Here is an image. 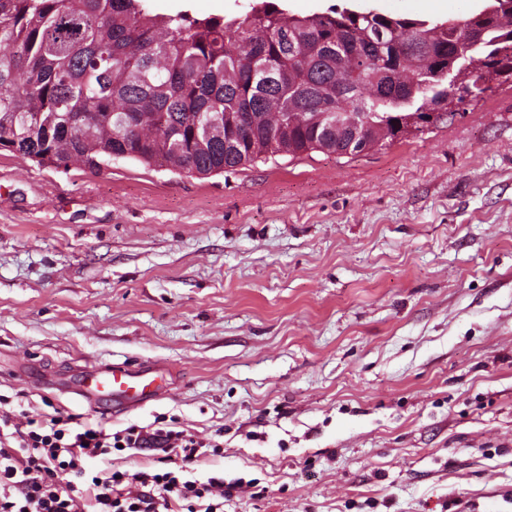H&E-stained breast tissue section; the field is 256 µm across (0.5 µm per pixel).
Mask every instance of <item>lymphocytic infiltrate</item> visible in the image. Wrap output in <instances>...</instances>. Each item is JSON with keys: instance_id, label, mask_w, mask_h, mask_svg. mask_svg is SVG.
<instances>
[{"instance_id": "lymphocytic-infiltrate-1", "label": "lymphocytic infiltrate", "mask_w": 512, "mask_h": 512, "mask_svg": "<svg viewBox=\"0 0 512 512\" xmlns=\"http://www.w3.org/2000/svg\"><path fill=\"white\" fill-rule=\"evenodd\" d=\"M9 399L0 395V512H222L224 482L189 480L182 473L194 463L198 442L182 430H158L157 440L174 453V469L154 473L116 472L113 449L145 447L144 428L121 433L74 424L55 416L12 429ZM96 462L88 471V462ZM204 510H197V502Z\"/></svg>"}]
</instances>
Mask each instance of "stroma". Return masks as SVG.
Segmentation results:
<instances>
[{
  "instance_id": "stroma-1",
  "label": "stroma",
  "mask_w": 512,
  "mask_h": 512,
  "mask_svg": "<svg viewBox=\"0 0 512 512\" xmlns=\"http://www.w3.org/2000/svg\"><path fill=\"white\" fill-rule=\"evenodd\" d=\"M281 4L460 20L482 0ZM122 361L175 382L119 416L32 384ZM0 394L17 424L186 430L224 512H512V82L379 150L204 179L0 151Z\"/></svg>"
}]
</instances>
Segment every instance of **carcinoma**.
I'll return each mask as SVG.
<instances>
[{
  "instance_id": "1",
  "label": "carcinoma",
  "mask_w": 512,
  "mask_h": 512,
  "mask_svg": "<svg viewBox=\"0 0 512 512\" xmlns=\"http://www.w3.org/2000/svg\"><path fill=\"white\" fill-rule=\"evenodd\" d=\"M478 42L448 20L331 6L161 14L147 0H0V145L41 166L114 160L207 178L272 156L355 155L448 109V78L512 79V0Z\"/></svg>"
}]
</instances>
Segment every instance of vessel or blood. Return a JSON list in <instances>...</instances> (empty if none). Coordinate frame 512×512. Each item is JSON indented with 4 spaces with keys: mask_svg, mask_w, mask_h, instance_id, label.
<instances>
[{
    "mask_svg": "<svg viewBox=\"0 0 512 512\" xmlns=\"http://www.w3.org/2000/svg\"><path fill=\"white\" fill-rule=\"evenodd\" d=\"M158 377V370L153 368L135 370L124 363H109L82 371L75 382L65 385L64 391L94 410L109 404L131 411L157 399Z\"/></svg>",
    "mask_w": 512,
    "mask_h": 512,
    "instance_id": "vessel-or-blood-1",
    "label": "vessel or blood"
}]
</instances>
